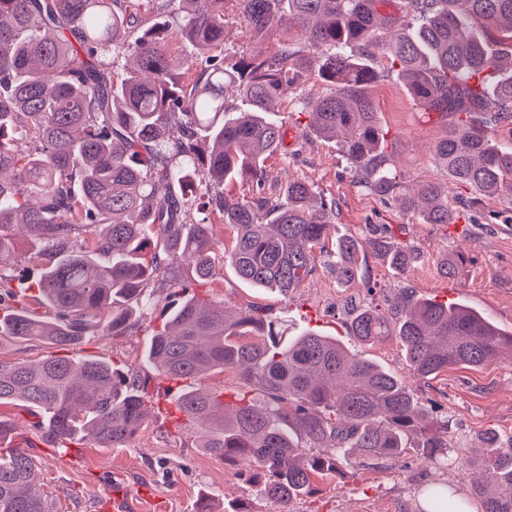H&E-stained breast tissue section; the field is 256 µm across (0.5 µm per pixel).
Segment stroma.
<instances>
[{"instance_id":"obj_1","label":"stroma","mask_w":512,"mask_h":512,"mask_svg":"<svg viewBox=\"0 0 512 512\" xmlns=\"http://www.w3.org/2000/svg\"><path fill=\"white\" fill-rule=\"evenodd\" d=\"M386 147L394 154L405 191L429 182L446 184L452 203L477 215L501 211V199L477 194L471 187L452 183L433 159V148L448 131L449 116L425 110L407 92L397 74H386L369 90ZM287 132L281 150L266 163V195L276 197L292 180L305 179L336 202L328 240L347 233L362 235L367 225L386 224L398 239L418 249L420 256L399 272L367 254L364 268L385 295L397 297L409 290L422 298L458 302L484 313L496 326L512 331V223L427 224L419 215L403 212L398 201L381 202L352 185L338 140L315 136L308 113L299 111L293 94H285L277 108ZM462 252L465 262L456 277L446 278L438 264L447 255ZM149 291L153 310L139 319L127 336L93 339L81 345L80 355L142 368L145 350L159 324L166 302L162 280ZM229 309L251 304L264 306L271 320L288 333L315 327L340 337L351 354L373 361L406 382L415 398L434 406V416L448 422V439L465 452L483 445L485 432H495L501 446L512 445V355L477 369L455 367L431 379L415 377L397 337L366 344L351 336L346 312L364 303L362 284L339 287L331 271L318 267L302 288L284 296L254 288L225 267L217 290ZM166 384L153 379L149 392L157 405L145 430L126 448H98L80 442L76 452L58 455L51 445L35 440L31 418L20 407L9 406L15 416L14 445L29 448L48 488L57 498L59 512H113L115 491L126 495L125 512H193L200 491H208L216 506L233 499H249L254 512L269 505L255 486L246 483L222 459L200 449L182 427V416L168 404ZM474 474L453 464L435 469L419 458L389 461L379 467L345 466L343 474L316 481L315 493L297 499L293 512H423L422 491L427 484L445 483L458 496L469 494Z\"/></svg>"}]
</instances>
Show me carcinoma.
Segmentation results:
<instances>
[{
  "label": "carcinoma",
  "mask_w": 512,
  "mask_h": 512,
  "mask_svg": "<svg viewBox=\"0 0 512 512\" xmlns=\"http://www.w3.org/2000/svg\"><path fill=\"white\" fill-rule=\"evenodd\" d=\"M235 2L252 51L224 59L226 5ZM159 0H0V344L40 342L74 350L87 337L122 336L137 323L153 278L183 258L195 284L167 283L145 355L150 373L104 360L49 355L0 357V406L15 403L42 420L34 436L60 452L81 436L99 448H124L148 424L152 375L189 382L171 403L195 427L200 447L260 487L273 512L314 492L315 478L342 474L348 462L369 467L413 450L435 465L452 461L490 476L471 495L482 512H512V450L493 432L485 451L452 456L427 423L429 410L404 381L382 366L347 355L334 337L306 329L286 337L251 304L231 312L214 299L218 229L235 240L223 258L257 288L287 295L316 270V259L345 287L362 279L370 251L395 270L419 257L388 227L336 237L325 249L336 209L311 182H288L284 200L261 195L266 161L286 131L276 107L295 86L297 69L317 73L327 93L311 107L312 131L343 136L353 185L387 201L401 187L368 88L384 72L386 52L411 97L452 117L434 147L435 162L456 183L497 196L512 213V148L490 129L512 121V0H165L171 23L152 24ZM398 10L382 13L381 9ZM493 25L502 38L477 33ZM297 38L265 44L281 28ZM171 40L194 51L196 77L185 84ZM126 53L128 65L112 55ZM232 85L247 101L236 111L224 97ZM247 181V201L224 186ZM427 224H478L439 183L401 198ZM40 246L19 248L14 229ZM464 258L442 259L455 275ZM349 332L367 342L396 336L414 376L452 367L477 369L512 332L459 303L422 299L364 303L348 311ZM237 380L224 391L195 387L208 373ZM11 415L0 412V512H57L35 491L37 466L8 442ZM449 490L425 489L428 512H443Z\"/></svg>",
  "instance_id": "carcinoma-1"
}]
</instances>
